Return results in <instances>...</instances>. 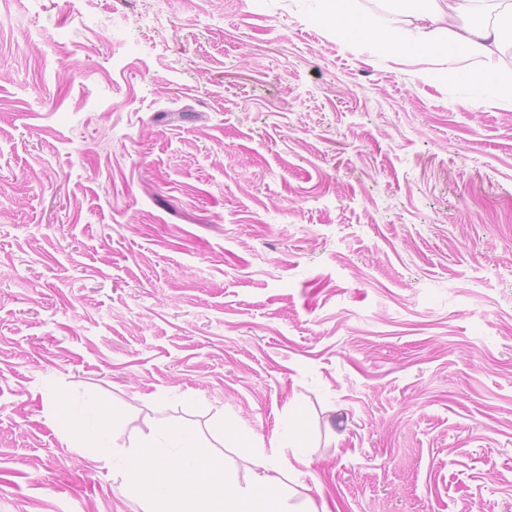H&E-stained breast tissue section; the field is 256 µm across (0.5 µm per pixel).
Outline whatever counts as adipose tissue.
I'll return each mask as SVG.
<instances>
[{"label":"adipose tissue","instance_id":"adipose-tissue-1","mask_svg":"<svg viewBox=\"0 0 512 512\" xmlns=\"http://www.w3.org/2000/svg\"><path fill=\"white\" fill-rule=\"evenodd\" d=\"M346 0H335L333 31L337 38L362 40L385 50L398 51L413 44L428 51L436 35L451 37L446 52L448 66L462 61L483 65L484 70L472 88L476 98L489 100L497 107L512 111V76H502L488 69L499 52L505 32H512V0H498L504 17L500 23H468L475 11V0H447L445 6L423 8L415 15L416 26L406 29L396 24L376 29L368 25L352 28L345 10ZM57 419L71 429L78 442H92L105 447L110 426L99 401L84 403L81 417H74L65 402H58ZM293 464L288 458L277 460L257 454L252 461L251 480L237 486L222 464L200 449L195 434L186 428H161L140 452L125 464V479L143 495V512H270L273 492L281 477Z\"/></svg>","mask_w":512,"mask_h":512}]
</instances>
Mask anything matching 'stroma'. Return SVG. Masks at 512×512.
<instances>
[{"label":"stroma","mask_w":512,"mask_h":512,"mask_svg":"<svg viewBox=\"0 0 512 512\" xmlns=\"http://www.w3.org/2000/svg\"><path fill=\"white\" fill-rule=\"evenodd\" d=\"M331 27L0 0V512H143L101 457L165 426L242 483L295 428L285 512H512V111ZM57 419L71 428V436L78 442H93L105 448L110 433V425L102 413V405L97 400L83 404L82 416L75 418L72 409L64 401L57 403Z\"/></svg>","instance_id":"1"}]
</instances>
